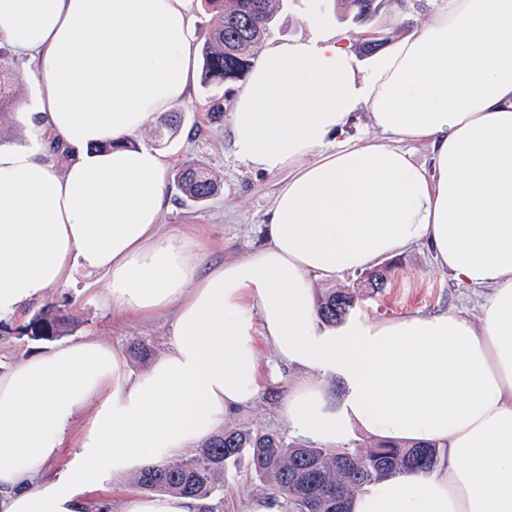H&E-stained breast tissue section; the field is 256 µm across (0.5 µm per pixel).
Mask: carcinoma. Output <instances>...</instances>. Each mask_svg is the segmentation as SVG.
<instances>
[{"label": "carcinoma", "instance_id": "cac0c4a2", "mask_svg": "<svg viewBox=\"0 0 512 512\" xmlns=\"http://www.w3.org/2000/svg\"><path fill=\"white\" fill-rule=\"evenodd\" d=\"M341 0L358 23L372 22L389 0ZM217 16L201 48V86L215 87L243 78L254 58L257 44L283 7V0H205ZM181 193L193 201L211 197L217 182L207 168L187 163L175 175ZM348 310L356 305L349 291H334L317 305L318 315L329 325L336 318V302ZM69 317L47 308L23 327L26 335L53 339L62 335ZM251 471L269 482L293 512H350L355 493L364 485L407 472H430L438 467L437 444L380 441L370 447L322 448L288 443L268 430L233 429L211 436L194 454L151 465L136 477V484L150 492L208 497L216 491L215 480L243 454Z\"/></svg>", "mask_w": 512, "mask_h": 512}]
</instances>
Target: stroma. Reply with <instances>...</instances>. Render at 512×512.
<instances>
[{
    "instance_id": "stroma-1",
    "label": "stroma",
    "mask_w": 512,
    "mask_h": 512,
    "mask_svg": "<svg viewBox=\"0 0 512 512\" xmlns=\"http://www.w3.org/2000/svg\"><path fill=\"white\" fill-rule=\"evenodd\" d=\"M429 10L428 0H406L402 5L391 0L387 11L369 27L341 21L339 0H286L283 12L270 25L265 40L270 43L306 35L304 18L312 12L320 13L332 24L343 25L356 44L371 37L376 30L394 39L422 28ZM0 65L9 68L15 80L16 97L14 108L0 116V145L18 146L24 142L18 110L32 104L34 85L21 77L27 67L26 60L17 58L4 45L0 46ZM235 90L232 83L215 88L211 93L201 86H194L189 97L173 107L180 117L177 129L165 130L159 136L150 128L138 138L139 143L168 153L175 166L195 162L208 168L216 178V194L202 202L188 200L180 191H173L172 207L159 221V230L164 235L192 226L212 261L244 257L265 244L264 224L280 182L279 177L257 171L234 157L230 112H223L217 120L208 112L209 95L230 98ZM379 268L386 275L383 288L368 287L366 270L357 269L317 283L316 293L321 296L332 289L353 292L358 300L356 316L371 321L441 311L473 320L480 315L483 292L438 270L432 252L426 247H415L384 260ZM100 290L95 276L80 271L70 284L52 289L45 301L30 304L21 316L0 320V371L48 348V341L31 338L23 331L24 325L47 303L70 316L65 338L73 339L87 333L99 336L123 353L131 370L142 371L147 362L135 356L134 349L144 345L151 355L162 352L169 330L167 315L115 321L98 297ZM299 377V371L291 370L265 378L264 397L231 417L228 427L273 430L286 441H293V434L278 416V407ZM136 489L135 479L131 476L108 482L86 493V512H122L124 499ZM270 492V485L256 478L247 461L243 460L225 471L211 500L215 512H246L250 499Z\"/></svg>"
}]
</instances>
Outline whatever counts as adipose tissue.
<instances>
[{"instance_id":"obj_1","label":"adipose tissue","mask_w":512,"mask_h":512,"mask_svg":"<svg viewBox=\"0 0 512 512\" xmlns=\"http://www.w3.org/2000/svg\"><path fill=\"white\" fill-rule=\"evenodd\" d=\"M432 2L364 68L315 17L308 37L266 45L231 125L236 157L282 178L267 241L208 266L195 241L158 230L169 156L129 144L194 86L199 0H0V43L39 64L25 142L0 146V319L80 271L102 276L113 318L175 311L142 373L94 336L0 372V512H85L86 491L212 436L258 398L263 343L274 369L306 373L279 407L296 436L443 445L436 470L367 484L352 512H512V0ZM360 110L377 137L343 138ZM419 245L488 289L480 324L321 321L315 279ZM83 411L73 461L48 475ZM210 510L172 494L123 507Z\"/></svg>"}]
</instances>
